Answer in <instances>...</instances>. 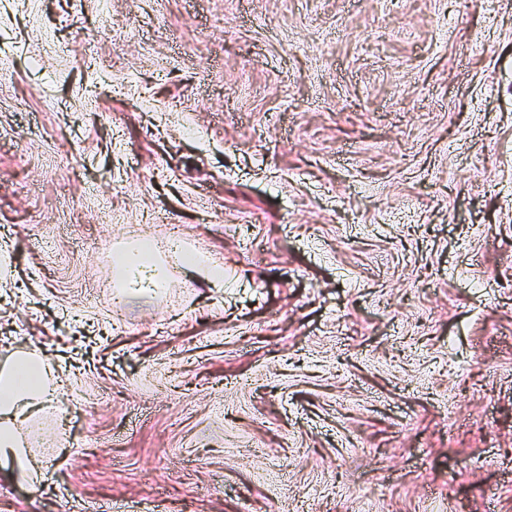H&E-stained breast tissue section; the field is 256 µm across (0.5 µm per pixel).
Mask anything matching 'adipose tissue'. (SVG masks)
Instances as JSON below:
<instances>
[{
  "label": "adipose tissue",
  "mask_w": 512,
  "mask_h": 512,
  "mask_svg": "<svg viewBox=\"0 0 512 512\" xmlns=\"http://www.w3.org/2000/svg\"><path fill=\"white\" fill-rule=\"evenodd\" d=\"M60 376L58 365L26 350L18 352L11 365L0 371V454L12 457V478L35 479L27 444L56 414L52 399L61 385ZM32 408L38 410L39 417L26 420L25 413Z\"/></svg>",
  "instance_id": "ef3b65f1"
}]
</instances>
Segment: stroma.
<instances>
[{"label":"stroma","instance_id":"1","mask_svg":"<svg viewBox=\"0 0 512 512\" xmlns=\"http://www.w3.org/2000/svg\"><path fill=\"white\" fill-rule=\"evenodd\" d=\"M1 56L0 366L77 442L0 512H512V0H0ZM135 264L156 269L155 257L148 246H144L133 253H127L119 258L117 263L120 273L119 278L123 279L128 274L130 267Z\"/></svg>","mask_w":512,"mask_h":512}]
</instances>
